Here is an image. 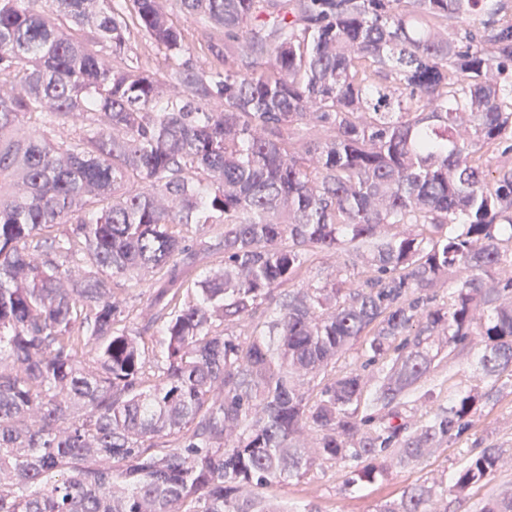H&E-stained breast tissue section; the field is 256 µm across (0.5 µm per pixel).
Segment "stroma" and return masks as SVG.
Here are the masks:
<instances>
[{
	"label": "stroma",
	"instance_id": "stroma-1",
	"mask_svg": "<svg viewBox=\"0 0 512 512\" xmlns=\"http://www.w3.org/2000/svg\"><path fill=\"white\" fill-rule=\"evenodd\" d=\"M169 13L174 24L185 31L191 59L206 54L209 39L224 36L223 31L207 20L185 15L178 7H170ZM481 377L479 353L473 350L459 357L452 366L432 372L427 384L444 404L449 394L470 388ZM490 445L512 448L511 388L504 389L497 402L482 409L472 430L421 464L403 467L392 463L385 476L375 483L351 487L347 484L350 476L347 468L325 462L302 478L265 489L264 494L288 505L290 512H376L379 505L398 497L409 486L433 481L450 483L456 470Z\"/></svg>",
	"mask_w": 512,
	"mask_h": 512
}]
</instances>
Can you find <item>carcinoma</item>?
<instances>
[{
  "mask_svg": "<svg viewBox=\"0 0 512 512\" xmlns=\"http://www.w3.org/2000/svg\"><path fill=\"white\" fill-rule=\"evenodd\" d=\"M174 2L238 54L184 58L162 0H0V512H288L257 490L416 465L512 378V0ZM504 454L378 512H448ZM130 55L137 56L143 63L154 70L166 73L168 60L163 51L158 50L150 44L141 34L134 30L130 39ZM482 378L479 365L478 349L456 359V362L448 368H438L430 374L427 386L434 388L438 394V402L448 405V395L458 390H465L475 385Z\"/></svg>",
  "mask_w": 512,
  "mask_h": 512,
  "instance_id": "1",
  "label": "carcinoma"
}]
</instances>
